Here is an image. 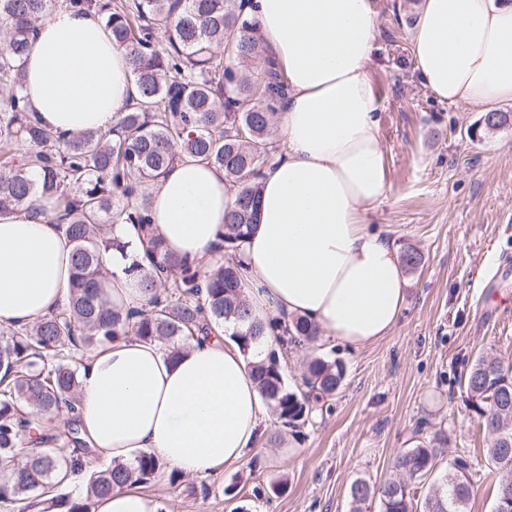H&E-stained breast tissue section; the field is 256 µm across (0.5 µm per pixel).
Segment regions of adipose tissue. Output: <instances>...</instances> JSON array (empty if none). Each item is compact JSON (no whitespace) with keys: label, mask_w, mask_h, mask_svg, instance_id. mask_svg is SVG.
<instances>
[{"label":"adipose tissue","mask_w":512,"mask_h":512,"mask_svg":"<svg viewBox=\"0 0 512 512\" xmlns=\"http://www.w3.org/2000/svg\"><path fill=\"white\" fill-rule=\"evenodd\" d=\"M260 42L288 94L279 109L281 151L260 179L255 224L241 255L255 314L285 313L354 346L389 335L406 279L387 237L365 222L387 191L369 65L378 30L372 0H251ZM422 84L451 105L512 103V0H423L412 37ZM46 128L107 130L135 93L122 51L91 12L56 11L24 58L22 89ZM152 223L168 253L202 269L239 189L223 169L184 159L150 189ZM42 201L0 212V325L61 305L72 246ZM112 304H144L138 277L106 255ZM269 409L251 367L224 327L170 357L127 336L93 350L77 410L88 445L112 462L150 450L188 476L239 463Z\"/></svg>","instance_id":"adipose-tissue-1"}]
</instances>
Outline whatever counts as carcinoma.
I'll use <instances>...</instances> for the list:
<instances>
[{
    "label": "carcinoma",
    "instance_id": "obj_1",
    "mask_svg": "<svg viewBox=\"0 0 512 512\" xmlns=\"http://www.w3.org/2000/svg\"><path fill=\"white\" fill-rule=\"evenodd\" d=\"M249 0H0V211L37 199L53 202L47 213L73 246L67 302L18 327L0 328V502L15 512H91L95 501L117 489L154 481L160 460L142 452L129 465L95 467L96 451L83 441L73 414L79 402L80 367L99 345L120 336L169 342L170 356L189 338L215 325L233 326L243 351L267 342H313L315 324L301 317L253 315L242 283L241 261H218L204 272L170 254L154 233L146 186L187 157L224 169L241 191L225 213L214 252L241 253L254 224L258 180L272 162L275 116L286 95L273 59L262 54L256 26L245 14ZM58 9L94 12L127 52L136 95L119 121L105 131L52 132L32 120L21 95L24 56L39 22ZM164 32L166 46L159 44ZM259 62L252 81L242 69ZM115 224L137 226L142 251L126 272L140 278L148 296L140 308H112L103 281L102 255H128V243L111 234ZM254 379L280 422L299 436L320 403L340 387L341 364L307 359L302 384L285 385L275 350L253 365ZM466 406L489 437L487 462L499 475L493 512H512V361L478 355L464 376ZM65 412L67 430L43 422ZM63 440L59 455L45 447L19 460L24 435ZM435 450L420 446L393 459L400 477L350 486V512L376 500L380 512H468L473 495L469 456L448 458L445 489L424 498L414 482L435 468ZM87 477L86 496L54 493L66 486L62 470Z\"/></svg>",
    "mask_w": 512,
    "mask_h": 512
}]
</instances>
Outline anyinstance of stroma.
<instances>
[{
	"label": "stroma",
	"mask_w": 512,
	"mask_h": 512,
	"mask_svg": "<svg viewBox=\"0 0 512 512\" xmlns=\"http://www.w3.org/2000/svg\"><path fill=\"white\" fill-rule=\"evenodd\" d=\"M379 26L370 66L381 99L385 199L365 213L397 252L416 249L406 302L389 336L356 347L333 336L280 352L289 387L307 357L345 366L336 394L305 426L284 431L274 413L242 461L143 492L157 512H349L358 479L392 477L394 456L444 435L441 454H470V512H492L498 475L489 439L461 396L479 353L512 358V104L490 128L484 111L437 100L421 83L412 35L421 0H373ZM284 483L272 491V483Z\"/></svg>",
	"instance_id": "35a3bbf8"
}]
</instances>
